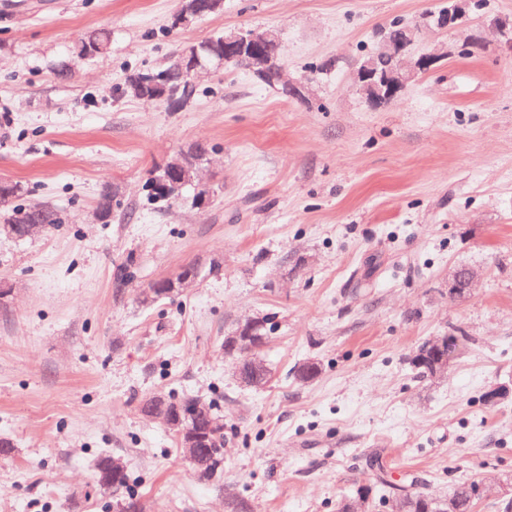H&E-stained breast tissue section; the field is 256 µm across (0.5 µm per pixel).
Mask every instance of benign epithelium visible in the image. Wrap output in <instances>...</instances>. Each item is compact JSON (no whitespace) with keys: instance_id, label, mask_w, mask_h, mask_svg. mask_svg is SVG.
<instances>
[{"instance_id":"benign-epithelium-1","label":"benign epithelium","mask_w":512,"mask_h":512,"mask_svg":"<svg viewBox=\"0 0 512 512\" xmlns=\"http://www.w3.org/2000/svg\"><path fill=\"white\" fill-rule=\"evenodd\" d=\"M451 6L432 15V22L438 29L454 27L466 16L470 0H449ZM223 5V0H184L174 17L173 25L186 27L201 20ZM420 25L407 24L391 36L384 37L371 56L360 60L354 72L353 86L366 99L382 103L394 99L401 91L418 80L419 76L430 71L439 62L441 55L432 52L414 55L415 45ZM224 43V53L216 56L206 55L207 48L193 46L184 53L176 66L171 70L179 85L171 88L163 79L146 77L134 83L127 90L135 98L146 97L147 88L152 87L157 95L169 98L181 91L189 95L195 83L204 75L211 73V67H222L227 64L242 63L255 74H263L271 68H277L276 77L283 81L282 67L278 66L280 41L278 35L271 31H236L226 33L221 38ZM154 188L161 194L173 196L188 186L197 189L195 204L204 209L209 204V191L200 177V163L191 159L187 153L160 167L153 173ZM478 279V272L466 268L455 270L449 285V294L463 295L472 290ZM194 280V276L181 271L175 278L168 279L158 285L161 294L179 292ZM264 319H253L241 324L235 338L224 343V347L235 351V339L238 337L247 341V350L243 351L245 358H250V350L264 341L256 334ZM431 356L427 359L432 375L437 376L448 369V359L451 357L456 343L448 336L436 337L430 341ZM141 412L151 418L162 421L172 432L181 447L188 449L191 457H196L200 450L207 447V431L214 430L202 422L205 411L196 410L193 418L182 416L178 403H167L157 397L141 406Z\"/></svg>"}]
</instances>
